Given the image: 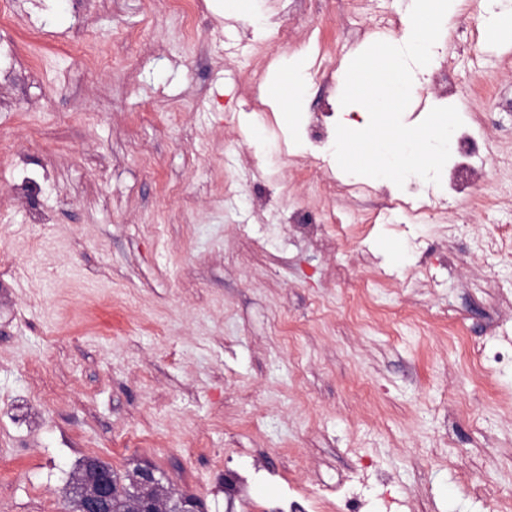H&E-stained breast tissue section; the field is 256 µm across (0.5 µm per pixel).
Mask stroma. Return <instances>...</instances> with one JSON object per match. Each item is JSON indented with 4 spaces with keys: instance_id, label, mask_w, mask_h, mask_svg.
Wrapping results in <instances>:
<instances>
[{
    "instance_id": "obj_1",
    "label": "stroma",
    "mask_w": 512,
    "mask_h": 512,
    "mask_svg": "<svg viewBox=\"0 0 512 512\" xmlns=\"http://www.w3.org/2000/svg\"><path fill=\"white\" fill-rule=\"evenodd\" d=\"M406 2L200 0L189 41L169 0H0V512H72L88 457L204 512L512 494V364L470 361L512 349V36L459 0L404 114L457 108L478 190L354 177L329 149L365 120L350 62L402 36ZM329 209L341 227L294 221ZM474 492L486 502L490 512H508L511 509V496L505 495L497 481L491 477L477 484Z\"/></svg>"
}]
</instances>
